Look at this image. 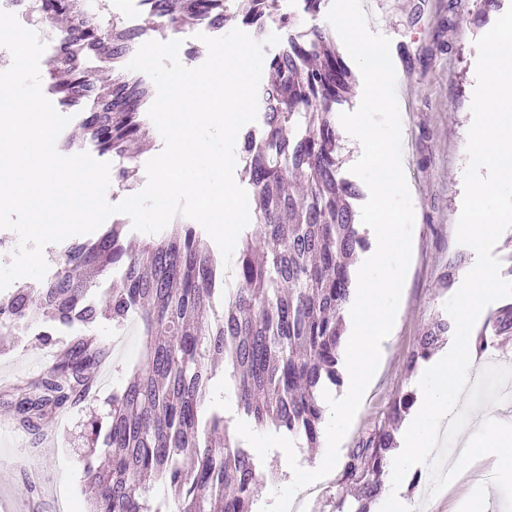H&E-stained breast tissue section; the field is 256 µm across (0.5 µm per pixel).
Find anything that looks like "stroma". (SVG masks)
<instances>
[{
	"label": "stroma",
	"mask_w": 512,
	"mask_h": 512,
	"mask_svg": "<svg viewBox=\"0 0 512 512\" xmlns=\"http://www.w3.org/2000/svg\"><path fill=\"white\" fill-rule=\"evenodd\" d=\"M363 8L371 30L391 41L397 99L410 103L401 115L402 144L415 223L399 319L340 445L343 456L384 423L395 400L415 390L406 358L450 297L440 289L439 277L449 256L461 250L457 224L476 84L474 42L498 18L493 12L488 22L474 25L479 0H363ZM91 333L109 351L95 375L92 399L60 414L36 436L17 429L10 407L0 403V512H86L90 488L83 459L92 447L89 422L107 412L113 388L126 382L142 346L134 322L116 332L111 322L103 321ZM47 361V348L31 330L0 335V385L39 373ZM280 457L276 448L256 455L262 469L275 474L261 490L260 512H269L282 497L292 499L291 512H335L343 492L341 468L315 488L292 491L277 476ZM434 472L429 465L419 469L416 482L387 476L386 491L410 500L416 512H454L480 479H487L478 463L437 485L429 482Z\"/></svg>",
	"instance_id": "stroma-1"
}]
</instances>
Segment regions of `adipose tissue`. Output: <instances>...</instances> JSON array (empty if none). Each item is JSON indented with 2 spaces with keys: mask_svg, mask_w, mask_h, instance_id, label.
I'll use <instances>...</instances> for the list:
<instances>
[{
  "mask_svg": "<svg viewBox=\"0 0 512 512\" xmlns=\"http://www.w3.org/2000/svg\"><path fill=\"white\" fill-rule=\"evenodd\" d=\"M472 360L470 337L459 335L427 364L418 382L416 411L399 438L394 467L396 473L435 461L440 429L447 425L457 406L467 400L463 372ZM492 412L489 406L472 410L464 451L459 457L449 460L450 470H461L479 458L488 463L492 474L512 477V426L492 422ZM261 445L281 449V476L285 483L309 486L320 480L319 469L295 465L293 445L287 436L269 432Z\"/></svg>",
  "mask_w": 512,
  "mask_h": 512,
  "instance_id": "1",
  "label": "adipose tissue"
}]
</instances>
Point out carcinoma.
Listing matches in <instances>:
<instances>
[{"label":"carcinoma","mask_w":512,"mask_h":512,"mask_svg":"<svg viewBox=\"0 0 512 512\" xmlns=\"http://www.w3.org/2000/svg\"><path fill=\"white\" fill-rule=\"evenodd\" d=\"M279 0H140L155 31H176L186 20L226 26L231 20L264 35L266 20L283 31V47L268 62L273 74L258 91L259 127L242 136L245 175L256 203L255 223L241 237L237 282L213 310L223 285L221 263L192 224L174 223L144 249L122 244L119 220L93 242L72 243L56 271L38 286L0 299V330L31 328L38 343L58 348L43 371L7 395L24 429L36 430L86 400L107 350L84 330L102 319L122 329L137 318L142 361L112 390L105 419L90 423L93 445L110 460L86 461L95 488L90 512H153L151 491L167 483L172 512H253L268 478L251 452L227 432L224 414L210 406L209 362L232 368L239 408L257 427L305 436L319 447L324 410L318 393L341 383L343 313L351 297V266L370 247L352 200L359 187L340 173L336 106L347 102L353 76L330 47V32L299 30L298 19L278 13ZM37 22L68 19L61 56L48 75L58 104L80 119L87 141L119 159L112 186L130 188L137 157L133 140L150 139V86L125 70L142 30L97 0H22ZM465 257L448 258L439 279L448 290ZM112 273L99 303L97 280ZM451 331L432 318L409 353L407 370L427 360ZM512 336V301L498 307L477 333L482 351ZM408 392L387 421L346 456L336 512H369L381 496L396 425L415 403Z\"/></svg>","instance_id":"carcinoma-1"}]
</instances>
